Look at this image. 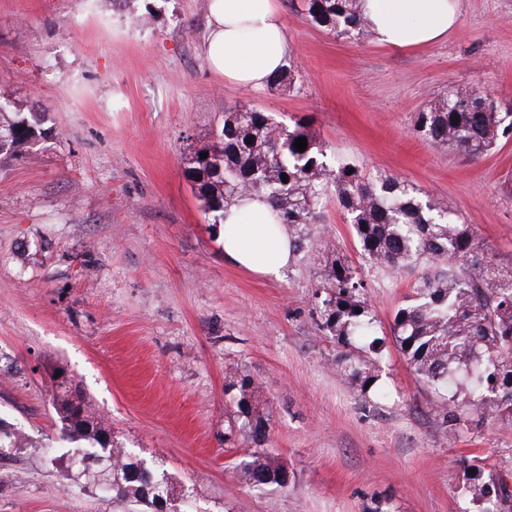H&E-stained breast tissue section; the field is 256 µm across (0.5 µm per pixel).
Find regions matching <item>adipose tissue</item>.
I'll list each match as a JSON object with an SVG mask.
<instances>
[{
  "instance_id": "ef3b65f1",
  "label": "adipose tissue",
  "mask_w": 512,
  "mask_h": 512,
  "mask_svg": "<svg viewBox=\"0 0 512 512\" xmlns=\"http://www.w3.org/2000/svg\"><path fill=\"white\" fill-rule=\"evenodd\" d=\"M203 57L225 80L264 89L288 56V27L277 0H207ZM367 29L380 46L408 50L454 31L459 0H360ZM224 256L246 270L280 277L294 261L293 235L265 197H238L218 226Z\"/></svg>"
}]
</instances>
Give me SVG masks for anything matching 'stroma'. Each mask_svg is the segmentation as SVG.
Wrapping results in <instances>:
<instances>
[{"label": "stroma", "mask_w": 512, "mask_h": 512, "mask_svg": "<svg viewBox=\"0 0 512 512\" xmlns=\"http://www.w3.org/2000/svg\"><path fill=\"white\" fill-rule=\"evenodd\" d=\"M278 4L291 80L251 91L202 55L206 0H0V96L54 131L0 169V427L24 438L0 454V512H123L57 464L65 400L162 465L184 512H477L463 458L512 466V424L445 438L399 351L377 403L341 376L313 309L325 246L360 267L384 327L416 276L364 265L335 195L321 243L265 278L225 260L188 175L228 107L301 119L327 164L420 188L512 264V138L465 159L411 132L454 86L485 85L512 112V0H460L448 38L403 51ZM243 375L287 487L247 484L243 438L224 436L225 390Z\"/></svg>", "instance_id": "obj_1"}]
</instances>
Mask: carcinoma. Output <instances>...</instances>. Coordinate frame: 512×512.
Returning <instances> with one entry per match:
<instances>
[{"mask_svg":"<svg viewBox=\"0 0 512 512\" xmlns=\"http://www.w3.org/2000/svg\"><path fill=\"white\" fill-rule=\"evenodd\" d=\"M304 10L312 24L339 38L366 33L358 0H304ZM414 130L432 146L478 158L512 135V113L499 111L486 89L455 88L418 113ZM1 131L9 134L0 142L1 164L52 138L42 113H12L2 100ZM298 138L307 140L303 152L293 147ZM324 154L303 121L289 128L264 112L236 105L225 109L208 156H195L189 175L215 224L236 197L264 195L292 230L297 255L312 246V226L321 223L323 197L335 193L371 268L395 272L425 267L386 335L377 330L359 269L337 251L326 253L314 298L323 328L336 339L341 374L360 388L366 401L384 397L381 364L393 344L416 380L432 390L444 436L469 433L488 419L512 423V267L499 266L491 245L477 231L454 221L420 189L395 177L371 179L349 164L329 166ZM250 398L251 381L244 375L237 414L227 421L229 433L239 432L253 445L240 461L242 473L254 487H284L287 471L263 455L267 426L250 411ZM82 411L72 402L61 407L63 432L75 443L67 453L66 471L92 486L105 480L113 500L156 512L155 486L168 483L164 471L103 442L93 418L84 426L75 423ZM467 468L475 470L467 492L480 512H502L507 503L512 512L511 468L478 455L468 460Z\"/></svg>","mask_w":512,"mask_h":512,"instance_id":"cac0c4a2","label":"carcinoma"}]
</instances>
